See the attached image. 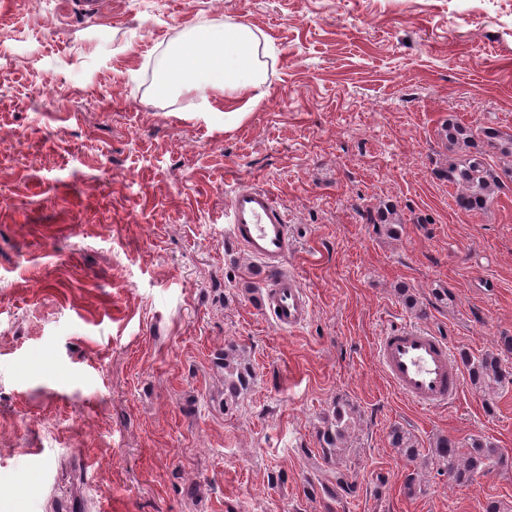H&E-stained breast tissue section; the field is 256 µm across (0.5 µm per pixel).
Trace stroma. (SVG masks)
I'll use <instances>...</instances> for the list:
<instances>
[{"instance_id": "stroma-1", "label": "stroma", "mask_w": 512, "mask_h": 512, "mask_svg": "<svg viewBox=\"0 0 512 512\" xmlns=\"http://www.w3.org/2000/svg\"><path fill=\"white\" fill-rule=\"evenodd\" d=\"M81 2L0 0V512H512V469L407 494L387 439L398 424L512 458V386L424 411L374 353L397 324L455 353L512 335L503 157L484 211L441 175L448 120L512 134V0ZM225 17L269 49L266 95L230 130L200 93L154 91L168 44ZM243 182L292 226L312 314L290 333L224 222ZM231 346L250 379L228 408ZM340 399L343 502L317 435Z\"/></svg>"}]
</instances>
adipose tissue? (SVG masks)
Here are the masks:
<instances>
[{
  "instance_id": "obj_1",
  "label": "adipose tissue",
  "mask_w": 512,
  "mask_h": 512,
  "mask_svg": "<svg viewBox=\"0 0 512 512\" xmlns=\"http://www.w3.org/2000/svg\"><path fill=\"white\" fill-rule=\"evenodd\" d=\"M265 83L260 41L253 30L230 19L198 26L169 45L155 90L208 85L226 91L225 128L239 125L262 101Z\"/></svg>"
}]
</instances>
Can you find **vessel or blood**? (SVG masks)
I'll return each mask as SVG.
<instances>
[{
	"instance_id": "1",
	"label": "vessel or blood",
	"mask_w": 512,
	"mask_h": 512,
	"mask_svg": "<svg viewBox=\"0 0 512 512\" xmlns=\"http://www.w3.org/2000/svg\"><path fill=\"white\" fill-rule=\"evenodd\" d=\"M224 221L246 253L274 272L265 312L280 328L304 325L311 314V298L298 276L283 267L294 245L288 220L274 195L259 186L239 185L225 205ZM376 357L392 387L418 408H445L461 389L462 374L448 340L423 327L386 329L378 338Z\"/></svg>"
}]
</instances>
